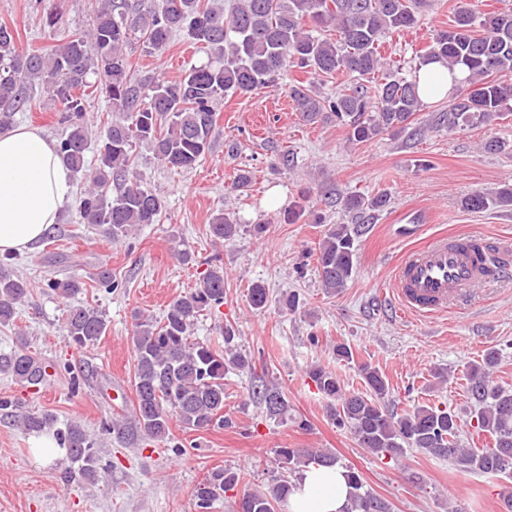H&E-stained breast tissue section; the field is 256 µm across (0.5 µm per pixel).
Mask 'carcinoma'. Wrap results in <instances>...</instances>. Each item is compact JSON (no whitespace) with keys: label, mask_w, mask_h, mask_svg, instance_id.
<instances>
[{"label":"carcinoma","mask_w":512,"mask_h":512,"mask_svg":"<svg viewBox=\"0 0 512 512\" xmlns=\"http://www.w3.org/2000/svg\"><path fill=\"white\" fill-rule=\"evenodd\" d=\"M428 0H235L224 12L206 0H95L91 33H76L67 42L46 51L21 54L10 28L0 25V129L11 126L15 114L31 109L30 89L40 86L62 105L63 126L57 150L75 173L85 170L89 151L85 124L88 78L99 79L112 101L116 118L100 132L96 167L81 193L77 210L91 224L117 241L139 224H155L165 201L130 170L133 143L151 145L163 165L184 170L207 151L216 136L214 105L227 95L247 94L268 85L287 69L311 76L348 74L353 82L334 97L321 95L314 82L293 80L288 96L303 121L334 122L347 128L349 140L365 143L388 130H403L423 102L418 84L403 68L383 66L379 52L382 35L413 27ZM330 26L336 41L316 32ZM183 31L208 49L211 61L192 66L178 80L137 81L129 76L125 47L136 39L152 52L164 50L171 35ZM439 60L449 71L460 67L467 76L461 93L442 112L448 129L477 127L512 112V11L481 12L469 6L455 11L453 24L432 34L420 61ZM340 203L351 223L336 224L326 232L316 251L322 288L334 294L352 278L359 239L387 203V195L367 199L346 195ZM511 207L512 185L491 193L476 191L462 200L467 210ZM239 224L222 213L213 217L209 234L226 243L238 234ZM0 262V325L14 322L17 310L32 296L26 279L5 270ZM46 288L73 298L84 288L75 277L49 278ZM267 289L252 284L250 305L261 309ZM224 303V270L207 269L200 287L168 304L161 320L136 318L132 336L135 356L133 414L104 424L102 431L128 444L169 439L172 420L192 431L229 424L224 415V373L253 369L252 359L232 346L234 334L224 328V346L196 342L191 332L198 317ZM105 314L76 303L66 310L69 343L95 345L106 333ZM496 352L471 366L469 392L476 404L477 428L489 432L493 446L481 451L460 447L458 417L447 408L419 406L400 415L385 408L390 390L386 378L367 363L358 364L366 392L344 388L336 373L313 365L307 377L330 400L329 417L349 430L362 448L383 458L396 459L407 448L453 462L466 471L504 475L512 479V390L493 380ZM0 374L26 386L41 384L45 363L25 342L0 352ZM267 415L288 413V400L275 386H257ZM49 413L30 414L22 421L28 433L41 434L55 426ZM64 450L61 472L66 482L94 483L103 469L94 439L79 425L59 432ZM281 475L266 491H243L236 512H277L296 483L290 479L310 464L333 466L336 457L308 448L278 450ZM352 488L346 512H391L386 500L366 488L359 473L346 468ZM241 482L231 469L211 471L193 493L195 512H210L224 493Z\"/></svg>","instance_id":"obj_1"}]
</instances>
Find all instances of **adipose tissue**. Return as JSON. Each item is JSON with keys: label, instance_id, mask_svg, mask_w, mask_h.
<instances>
[{"label": "adipose tissue", "instance_id": "adipose-tissue-1", "mask_svg": "<svg viewBox=\"0 0 512 512\" xmlns=\"http://www.w3.org/2000/svg\"><path fill=\"white\" fill-rule=\"evenodd\" d=\"M420 97L452 94L454 81L438 61L418 63ZM74 185L53 142L33 128L0 132V255L33 250L71 206ZM350 488L339 467L309 466L290 501V512H343Z\"/></svg>", "mask_w": 512, "mask_h": 512}]
</instances>
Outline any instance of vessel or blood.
Wrapping results in <instances>:
<instances>
[{"label":"vessel or blood","instance_id":"1","mask_svg":"<svg viewBox=\"0 0 512 512\" xmlns=\"http://www.w3.org/2000/svg\"><path fill=\"white\" fill-rule=\"evenodd\" d=\"M470 236L441 238L408 253L394 270L392 295L406 314L432 318L450 302L470 298L477 286L512 269V247H495L496 267L481 261Z\"/></svg>","mask_w":512,"mask_h":512}]
</instances>
